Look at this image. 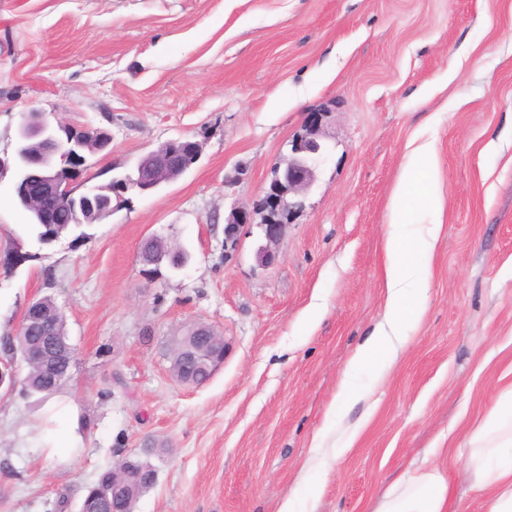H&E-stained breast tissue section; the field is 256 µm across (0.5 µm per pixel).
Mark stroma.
<instances>
[{
    "label": "stroma",
    "instance_id": "obj_1",
    "mask_svg": "<svg viewBox=\"0 0 512 512\" xmlns=\"http://www.w3.org/2000/svg\"><path fill=\"white\" fill-rule=\"evenodd\" d=\"M318 109L327 154L262 265V190ZM25 112L111 134L84 189L171 139L204 151L48 248L0 176V337L52 299L75 349L64 393L87 422L80 452L48 453L44 429L66 422L0 389V512H79L103 469L146 446L157 478L135 512H277L294 489L311 512H375L430 448L460 512H484L460 449L512 382V0H0V157ZM420 145L437 174L409 232L443 224L426 309L328 428L344 368L385 315L389 202ZM235 206L252 221L229 252ZM152 236L188 265H143ZM198 323L227 353L190 386L171 348ZM318 434L349 447L325 471L308 464Z\"/></svg>",
    "mask_w": 512,
    "mask_h": 512
}]
</instances>
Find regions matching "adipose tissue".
Segmentation results:
<instances>
[{"label":"adipose tissue","instance_id":"obj_1","mask_svg":"<svg viewBox=\"0 0 512 512\" xmlns=\"http://www.w3.org/2000/svg\"><path fill=\"white\" fill-rule=\"evenodd\" d=\"M435 177V161L428 147L417 148L402 167L390 201V231L383 244L386 314L348 361L335 401L326 419L335 422L361 398L363 374L382 377L397 361L407 342V329L425 310L429 270L436 232L419 241L407 240L409 224L425 187ZM464 474L473 478L471 490L485 512H512V383L504 387L466 444ZM452 483L429 462L403 475L386 494L376 512H459Z\"/></svg>","mask_w":512,"mask_h":512}]
</instances>
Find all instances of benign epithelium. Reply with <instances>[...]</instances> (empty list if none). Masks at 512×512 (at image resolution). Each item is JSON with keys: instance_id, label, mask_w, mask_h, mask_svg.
<instances>
[{"instance_id": "1", "label": "benign epithelium", "mask_w": 512, "mask_h": 512, "mask_svg": "<svg viewBox=\"0 0 512 512\" xmlns=\"http://www.w3.org/2000/svg\"><path fill=\"white\" fill-rule=\"evenodd\" d=\"M325 113L310 112L304 124V132L291 141L288 156L273 171V177L263 191L261 209L264 218L260 223L266 245L260 251V260L271 264L277 258L276 246L285 228L284 219L301 206L298 197L314 183L320 159L327 151L321 139V127ZM42 142L36 157L27 151L30 141ZM178 147L188 148L189 162L181 168H173L167 159L160 157L147 164L138 163L109 187L95 186L89 191L77 192L75 180L86 163L83 155L82 129L79 126L51 124L47 120L35 125L29 114L21 116L18 144L12 163L0 158V175L12 168L15 172V195L26 202L43 203L64 199L69 202L71 215L68 223H79L82 211L91 209L101 217L112 213V194L136 191L144 193L155 189L170 172L183 173L195 164L203 150V143L189 138L170 140L166 151ZM251 223L248 212L234 207L224 225V247L237 246L242 225ZM167 261L172 267L181 269L188 263L185 252L178 248L164 249L153 255L147 264L157 265ZM181 358L186 360L189 372L181 373L180 379L187 385L200 386L208 382L224 364L227 346L223 338L205 325L193 328V335L185 337L180 344ZM74 356L73 347L56 337L30 342L25 347L20 361H37L39 372L52 382L66 383L70 374L69 364Z\"/></svg>"}]
</instances>
